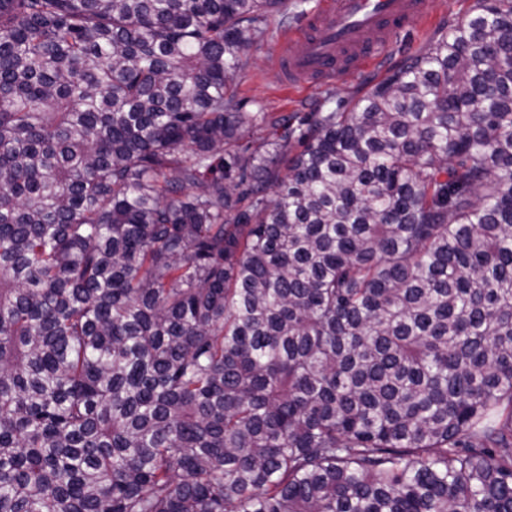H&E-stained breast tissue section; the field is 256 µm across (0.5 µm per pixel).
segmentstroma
<instances>
[{"label": "stroma", "instance_id": "stroma-1", "mask_svg": "<svg viewBox=\"0 0 512 512\" xmlns=\"http://www.w3.org/2000/svg\"><path fill=\"white\" fill-rule=\"evenodd\" d=\"M318 0H287L288 19L268 20V33L254 50L239 76L238 95L247 112L264 110L279 113L329 112L336 107L351 108L359 97L390 76L404 58L423 48L430 38L463 20L476 0H428L426 25L395 36L382 50L381 59L364 71H354L322 85L289 82L277 57L290 28L303 23L315 10Z\"/></svg>", "mask_w": 512, "mask_h": 512}]
</instances>
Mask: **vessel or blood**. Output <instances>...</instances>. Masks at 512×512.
Wrapping results in <instances>:
<instances>
[{
    "mask_svg": "<svg viewBox=\"0 0 512 512\" xmlns=\"http://www.w3.org/2000/svg\"><path fill=\"white\" fill-rule=\"evenodd\" d=\"M426 0H323L285 42L283 64L291 81L325 82L364 68L392 36L422 24Z\"/></svg>",
    "mask_w": 512,
    "mask_h": 512,
    "instance_id": "b4317fda",
    "label": "vessel or blood"
}]
</instances>
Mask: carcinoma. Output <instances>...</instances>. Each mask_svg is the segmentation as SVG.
Wrapping results in <instances>:
<instances>
[{
	"mask_svg": "<svg viewBox=\"0 0 512 512\" xmlns=\"http://www.w3.org/2000/svg\"><path fill=\"white\" fill-rule=\"evenodd\" d=\"M283 6L0 0V512H512V0L295 126Z\"/></svg>",
	"mask_w": 512,
	"mask_h": 512,
	"instance_id": "1",
	"label": "carcinoma"
}]
</instances>
